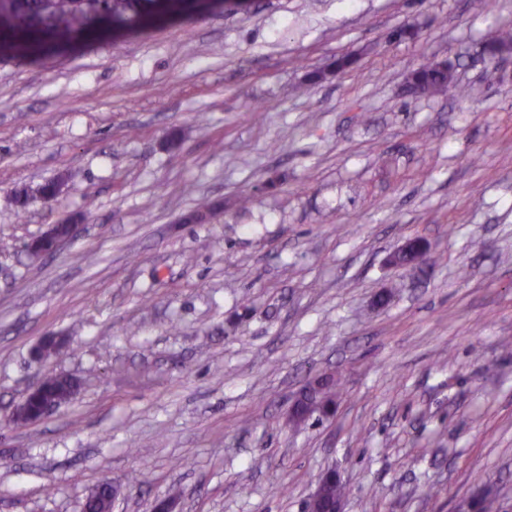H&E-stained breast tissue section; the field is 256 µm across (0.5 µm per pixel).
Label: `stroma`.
Here are the masks:
<instances>
[{"instance_id":"stroma-1","label":"stroma","mask_w":512,"mask_h":512,"mask_svg":"<svg viewBox=\"0 0 512 512\" xmlns=\"http://www.w3.org/2000/svg\"><path fill=\"white\" fill-rule=\"evenodd\" d=\"M506 28L512 0H250L0 59V512H80L105 478L112 512H304L331 468L343 512L489 486L512 512V59L484 52ZM440 61L454 89L408 95ZM415 238L425 263L391 264ZM48 374L77 396L13 425ZM323 374L335 415L286 426ZM58 224H51L45 232L27 241L24 245L25 253L31 258H37L45 254L56 252L70 242L79 232L80 224H71L70 235L61 238L58 235ZM49 247V248H48Z\"/></svg>"}]
</instances>
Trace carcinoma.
I'll return each instance as SVG.
<instances>
[{"instance_id": "cac0c4a2", "label": "carcinoma", "mask_w": 512, "mask_h": 512, "mask_svg": "<svg viewBox=\"0 0 512 512\" xmlns=\"http://www.w3.org/2000/svg\"><path fill=\"white\" fill-rule=\"evenodd\" d=\"M187 0H0V52L39 59L51 45L102 32L145 30L158 18L179 17ZM426 93L449 89L451 74L435 63L412 72Z\"/></svg>"}]
</instances>
